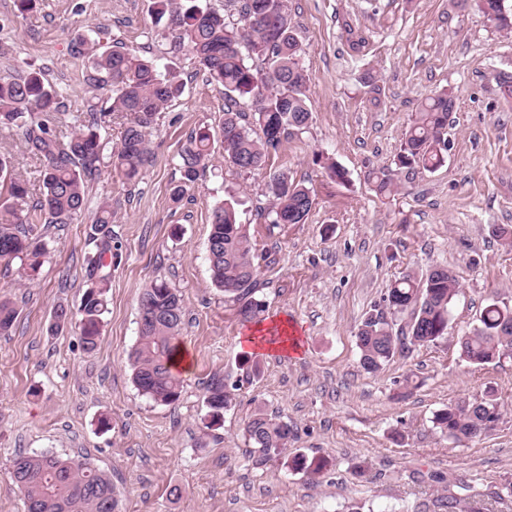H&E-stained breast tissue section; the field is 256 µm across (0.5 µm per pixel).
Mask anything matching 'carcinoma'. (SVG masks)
I'll use <instances>...</instances> for the list:
<instances>
[{"mask_svg": "<svg viewBox=\"0 0 512 512\" xmlns=\"http://www.w3.org/2000/svg\"><path fill=\"white\" fill-rule=\"evenodd\" d=\"M477 6L499 30H512V6L505 0H476ZM240 24L200 5V0H154V11L167 17V29L175 46L194 58L208 81L224 88V120L219 134L207 128L191 133L179 154L182 181L172 190L176 203L183 200L199 171L211 161L215 141H220L224 160L234 168L251 172L264 166L282 141L304 130L311 119L306 91L310 74L301 64L304 53L294 33L286 0H226ZM79 46L92 53L97 73L94 88H110L100 108L76 112L72 122L63 118V96L45 81L43 70L28 67L24 75L0 76V129L21 136V155L42 165L40 197L29 200V188L14 177L13 158L0 157V262L19 261L20 280L32 283L39 273L47 248L35 234L36 215L46 224H70L86 205L87 184L103 162L110 163L128 180H137L152 163L148 131L164 107L182 93L183 83L173 71L163 73L156 63L123 45L101 54L96 42L84 38ZM456 99L444 89L421 102L402 135L398 165L435 170L442 166L448 149L445 134ZM125 119L120 146L108 149L101 130L112 114ZM252 114L262 136H253L245 122ZM269 215L274 224H302L311 207L308 188L282 172L273 175ZM115 211L101 205L88 232L90 251L85 258L86 289L76 321L84 351L100 342L113 259ZM208 261L214 285L224 296L239 303L238 314L252 322L265 312V302L255 298L259 267L247 225L238 221L231 201H220L211 212ZM460 294L455 273L438 267L418 277L406 273L387 290L383 302L394 313L411 311V319L394 330L381 313H371L359 325L356 341L359 365L375 374L396 355L416 346L432 344L448 334L450 309ZM137 343L131 353L132 380L143 395L160 404L176 403L182 380L173 372L183 324V299L163 281L147 285L140 295ZM18 317L9 297L0 295V334L8 333ZM460 356L485 365L512 355V308L491 304L480 315L479 325L460 337ZM234 394L224 379L215 377L207 388L204 424H220ZM499 418L492 396L475 402L450 403L435 412L432 423L442 435L461 440L476 437ZM245 436L258 460L279 457L288 450L294 427L282 416L257 411L246 423ZM291 466L309 475L323 472L326 460L296 454ZM12 479L22 496L25 512H119V501L110 476L88 458H66L51 453H15ZM460 500L449 487L432 500L415 506L414 512H456Z\"/></svg>", "mask_w": 512, "mask_h": 512, "instance_id": "obj_1", "label": "carcinoma"}]
</instances>
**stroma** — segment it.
Returning a JSON list of instances; mask_svg holds the SVG:
<instances>
[{
  "label": "stroma",
  "mask_w": 512,
  "mask_h": 512,
  "mask_svg": "<svg viewBox=\"0 0 512 512\" xmlns=\"http://www.w3.org/2000/svg\"><path fill=\"white\" fill-rule=\"evenodd\" d=\"M152 6L35 0L22 15L14 0H0V75L43 67L68 111L101 98L89 54L75 51L91 31L99 50L123 43L159 69L176 66L184 84L149 132L153 163L143 177L130 182L104 164L88 186L91 206L118 205L119 259L96 351L82 349L74 325L49 332L57 305H80L91 216L39 225L48 255L33 284L0 266V293L19 312L0 336V512H24L11 479L23 450L89 457L111 476L120 512H412L436 496V474L463 512H512V498L495 496L512 479V358L475 365L459 346L486 305L512 306V244L500 235L512 230V94L498 79L512 74V33L496 30L474 0H288L311 76L305 132L252 172L216 150L176 204L179 152L192 131H218L224 91L163 37ZM352 30L365 39L360 49L350 46ZM367 72L379 93L364 85ZM442 89L457 102L444 164L399 167L419 103ZM330 162L344 179L331 176ZM373 171L393 181L392 194L372 191ZM278 172L309 189L305 223L271 224L268 184ZM222 200L236 201L260 266L266 311L252 322L211 280V208ZM436 266L459 280L447 336L364 373L356 344L363 318L384 311L396 278ZM156 280L178 290L185 308L187 366L172 405L138 392L128 360L140 294ZM284 320L296 336L288 353L245 345L250 335H277ZM216 376L238 390L222 424L208 429L204 398ZM490 390L500 418L480 436L453 441L434 428L436 411ZM259 408L294 425L289 453L325 457L327 469L312 477L281 458L257 462L243 428ZM176 486L181 496L171 495Z\"/></svg>",
  "instance_id": "35a3bbf8"
}]
</instances>
